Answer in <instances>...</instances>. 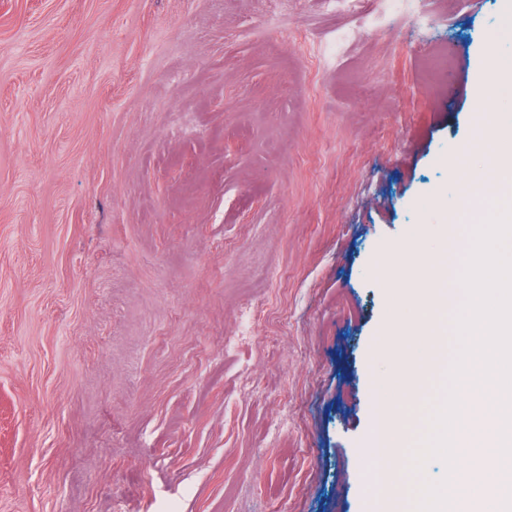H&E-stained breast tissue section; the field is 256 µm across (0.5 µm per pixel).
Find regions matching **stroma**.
I'll list each match as a JSON object with an SVG mask.
<instances>
[{
	"label": "stroma",
	"instance_id": "obj_1",
	"mask_svg": "<svg viewBox=\"0 0 512 512\" xmlns=\"http://www.w3.org/2000/svg\"><path fill=\"white\" fill-rule=\"evenodd\" d=\"M494 50L512 0H0V512H375Z\"/></svg>",
	"mask_w": 512,
	"mask_h": 512
}]
</instances>
